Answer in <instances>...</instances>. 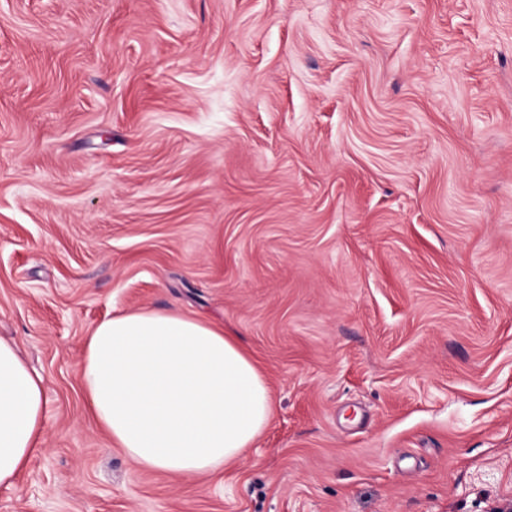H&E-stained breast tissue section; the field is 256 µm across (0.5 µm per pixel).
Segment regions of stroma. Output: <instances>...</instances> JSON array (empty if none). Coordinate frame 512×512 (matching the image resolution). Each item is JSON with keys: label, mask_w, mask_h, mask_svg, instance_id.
<instances>
[{"label": "stroma", "mask_w": 512, "mask_h": 512, "mask_svg": "<svg viewBox=\"0 0 512 512\" xmlns=\"http://www.w3.org/2000/svg\"><path fill=\"white\" fill-rule=\"evenodd\" d=\"M143 308L266 380L219 474L89 411L90 330ZM0 337L46 391L0 512L512 503V0H0Z\"/></svg>", "instance_id": "35a3bbf8"}]
</instances>
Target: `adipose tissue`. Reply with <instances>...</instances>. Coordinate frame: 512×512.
<instances>
[{
	"mask_svg": "<svg viewBox=\"0 0 512 512\" xmlns=\"http://www.w3.org/2000/svg\"><path fill=\"white\" fill-rule=\"evenodd\" d=\"M81 381L96 423L138 466L179 478L219 473L268 424L263 375L212 323L139 309L87 340ZM42 377L0 339V485L14 484L45 430Z\"/></svg>",
	"mask_w": 512,
	"mask_h": 512,
	"instance_id": "obj_1",
	"label": "adipose tissue"
}]
</instances>
